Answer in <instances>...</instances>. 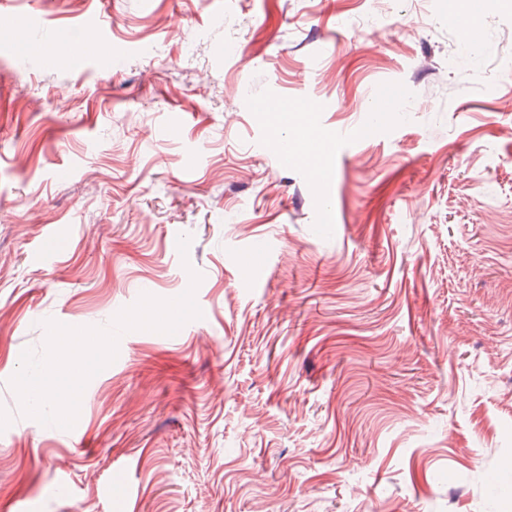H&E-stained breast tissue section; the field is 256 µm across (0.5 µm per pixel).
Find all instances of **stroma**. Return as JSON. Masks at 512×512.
<instances>
[{
	"label": "stroma",
	"instance_id": "obj_1",
	"mask_svg": "<svg viewBox=\"0 0 512 512\" xmlns=\"http://www.w3.org/2000/svg\"><path fill=\"white\" fill-rule=\"evenodd\" d=\"M450 7L0 0V512H512V0L476 48ZM99 15L106 68L29 53ZM271 99L319 103L323 180L279 161ZM193 270L201 318L124 332L80 434L21 415L45 320Z\"/></svg>",
	"mask_w": 512,
	"mask_h": 512
}]
</instances>
